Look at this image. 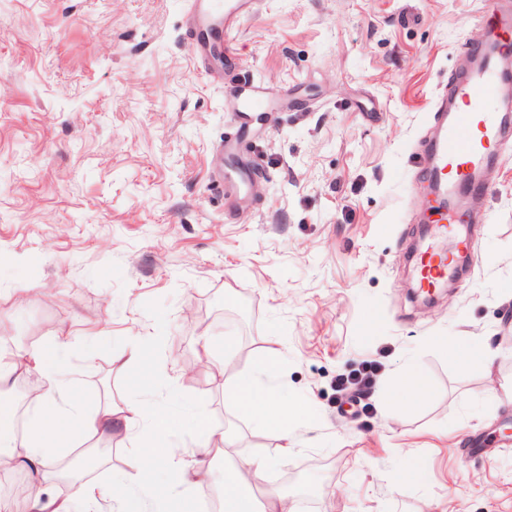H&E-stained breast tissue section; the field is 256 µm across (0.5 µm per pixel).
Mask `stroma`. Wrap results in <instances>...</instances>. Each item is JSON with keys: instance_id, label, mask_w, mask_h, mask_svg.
<instances>
[{"instance_id": "stroma-1", "label": "stroma", "mask_w": 512, "mask_h": 512, "mask_svg": "<svg viewBox=\"0 0 512 512\" xmlns=\"http://www.w3.org/2000/svg\"><path fill=\"white\" fill-rule=\"evenodd\" d=\"M496 2L262 0L218 61L190 54L186 0H0L5 346L76 376L66 396L86 412L194 399L239 454L269 457L265 486L304 478L297 512H512V141L452 290L423 306L406 260L430 109ZM270 74L273 111L243 122L227 88ZM227 142L250 181L234 203L212 166ZM131 345L141 363L116 371ZM272 348L281 392L317 415L285 457L224 402ZM364 360L375 411L339 412L336 379ZM405 375L427 395L397 394ZM111 446L97 512H149L110 497L140 441Z\"/></svg>"}]
</instances>
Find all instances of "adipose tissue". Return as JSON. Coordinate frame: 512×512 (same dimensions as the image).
<instances>
[{
  "instance_id": "1",
  "label": "adipose tissue",
  "mask_w": 512,
  "mask_h": 512,
  "mask_svg": "<svg viewBox=\"0 0 512 512\" xmlns=\"http://www.w3.org/2000/svg\"><path fill=\"white\" fill-rule=\"evenodd\" d=\"M279 363V350H268L252 371L239 374L226 386L224 396L227 404L237 413L275 433L280 441L278 452L285 456L293 450L289 433L298 410L280 394L276 383ZM45 367V359L37 349L28 348L8 355L0 352V389L22 382L30 371ZM38 407L28 439L21 446L14 447L6 436L14 410L9 404L0 403V455L7 457L13 469L26 475L34 492L33 512H71L69 501H44L39 493L43 484L53 478L56 469L52 446L68 442L75 436H105L116 427L131 433L141 424L152 423L160 440L150 447L147 461L153 468L166 472L171 482L186 492L209 484L211 467L203 458L209 447H227L231 444L230 437L218 434L208 415L199 408L194 411L193 447H196L200 458L187 463L183 457L189 446L170 441L169 419L147 417L139 407L129 405L115 409L107 404L94 413L80 414L75 425L70 426L60 420L65 407L52 386L45 390ZM266 468L267 459L263 456L252 459L245 470L232 457H225L224 512H295V506L285 492L269 490L261 498L253 493V482L261 478Z\"/></svg>"
}]
</instances>
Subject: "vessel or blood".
<instances>
[{
	"instance_id": "b4317fda",
	"label": "vessel or blood",
	"mask_w": 512,
	"mask_h": 512,
	"mask_svg": "<svg viewBox=\"0 0 512 512\" xmlns=\"http://www.w3.org/2000/svg\"><path fill=\"white\" fill-rule=\"evenodd\" d=\"M258 6L259 0H189V25L219 22L228 29L236 17ZM473 54L474 66L453 83L450 97L438 98L434 104L440 124L436 139L429 144L430 160L424 170L429 182L447 191L448 205L436 212L435 240L420 257V284L428 289L454 272L453 250L441 248V241H453V249H470V240L459 237L458 230L471 224L474 216L461 202L488 196L484 172L497 163L502 142L512 133L506 113L494 105L507 82L502 63L512 55V8H497L489 14L483 39ZM274 84L268 78L241 89L237 97L242 111L269 112V90Z\"/></svg>"
}]
</instances>
